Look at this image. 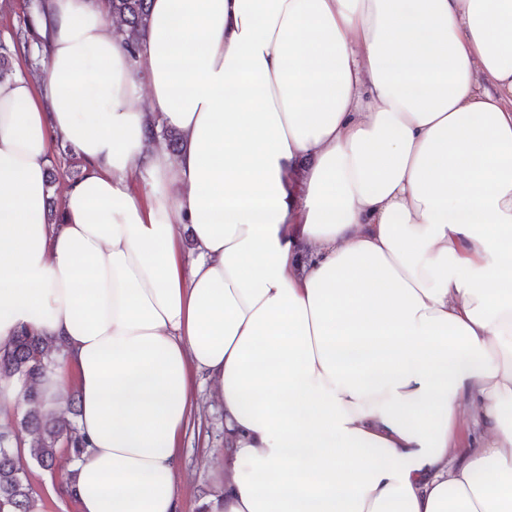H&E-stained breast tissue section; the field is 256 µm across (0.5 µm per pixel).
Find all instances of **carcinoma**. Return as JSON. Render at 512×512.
<instances>
[{"label": "carcinoma", "instance_id": "obj_1", "mask_svg": "<svg viewBox=\"0 0 512 512\" xmlns=\"http://www.w3.org/2000/svg\"><path fill=\"white\" fill-rule=\"evenodd\" d=\"M107 18L117 25L130 54H135L150 25L149 0H107ZM34 42L31 23L12 33L11 43L0 42V81L14 76L12 58L29 51ZM53 351L51 343L32 328L21 329L0 349V377L22 376L29 381L30 391L20 425L27 432V457L39 467L54 468L59 447L67 443L80 455L86 442L72 424L42 409L35 386L42 376L44 360ZM0 512H38V504L21 458L13 452L12 435L0 431Z\"/></svg>", "mask_w": 512, "mask_h": 512}]
</instances>
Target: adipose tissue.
<instances>
[{"label": "adipose tissue", "instance_id": "ef3b65f1", "mask_svg": "<svg viewBox=\"0 0 512 512\" xmlns=\"http://www.w3.org/2000/svg\"><path fill=\"white\" fill-rule=\"evenodd\" d=\"M36 33L43 85L0 82V347L52 343L45 411L75 377L78 512H179L198 377L199 512H512V0H152L133 58L106 0H45ZM198 410L183 438L178 465L180 512H198L199 501L218 494L224 472V413L208 384L196 381Z\"/></svg>", "mask_w": 512, "mask_h": 512}]
</instances>
